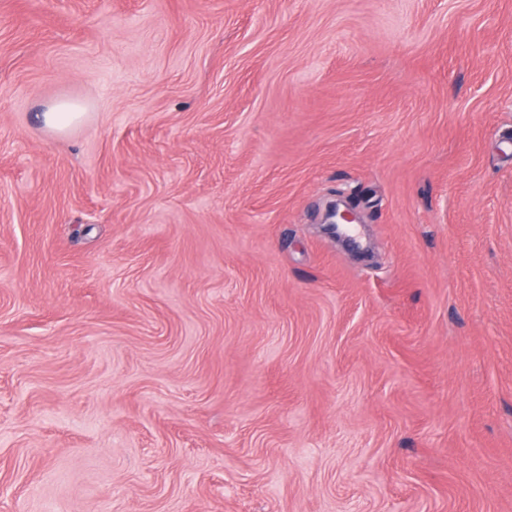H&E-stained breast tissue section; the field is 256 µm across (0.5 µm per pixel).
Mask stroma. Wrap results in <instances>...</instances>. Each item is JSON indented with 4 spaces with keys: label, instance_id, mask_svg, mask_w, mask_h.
<instances>
[{
    "label": "stroma",
    "instance_id": "stroma-1",
    "mask_svg": "<svg viewBox=\"0 0 512 512\" xmlns=\"http://www.w3.org/2000/svg\"><path fill=\"white\" fill-rule=\"evenodd\" d=\"M0 512H512V0H0ZM84 113L79 106L64 103L54 107L51 112H44L43 119L47 128L64 132L78 124Z\"/></svg>",
    "mask_w": 512,
    "mask_h": 512
}]
</instances>
